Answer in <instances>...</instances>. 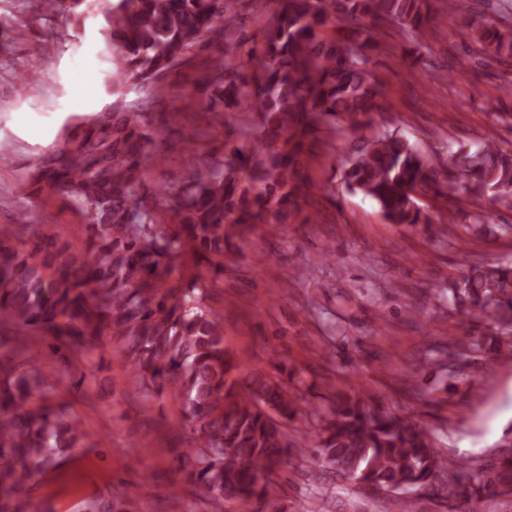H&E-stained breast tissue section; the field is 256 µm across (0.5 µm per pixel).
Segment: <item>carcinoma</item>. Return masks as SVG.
<instances>
[{
    "instance_id": "cac0c4a2",
    "label": "carcinoma",
    "mask_w": 512,
    "mask_h": 512,
    "mask_svg": "<svg viewBox=\"0 0 512 512\" xmlns=\"http://www.w3.org/2000/svg\"><path fill=\"white\" fill-rule=\"evenodd\" d=\"M74 24L100 18L112 64L105 82L118 98L98 112L74 114L33 157L22 190L62 199L81 218L80 246L16 215L27 241L0 240V512H19L16 495L33 476L77 448L85 432L62 406L49 405L50 382L25 368L31 335L53 341L63 365L76 352L113 341L131 376L148 393L179 402L192 433L180 462L196 497L234 512H281L272 476L291 458L327 468L353 489L371 488L384 509L407 512L419 496L446 491L453 509L512 496V455L493 464L445 457L431 430L360 392L344 393L320 416L316 433L297 442L284 429L296 396L281 380L250 371L224 345L221 317L205 306V288L224 273L233 240L261 225L292 224L314 185L307 175L319 133L348 130L361 145L340 161L346 189L374 199L390 224H428L418 195L450 197L462 184L479 198L512 208V151L493 140L450 151L438 165L400 131L373 128L382 111L371 69L374 29L404 32L401 55L429 65L422 35L435 0H277L265 25L248 34L244 15L258 0H44ZM461 35L485 56L512 58V28L469 17L460 0ZM227 50L213 60L209 111L242 112L241 136L199 156L175 184L149 171L165 161L170 120L148 118L166 75L200 48ZM16 75H43V48L28 47ZM146 91L141 101L123 90ZM176 225L175 231L168 229ZM189 257L210 280L173 265ZM448 301L512 335V263H477L448 287ZM446 474V486L439 484Z\"/></svg>"
}]
</instances>
